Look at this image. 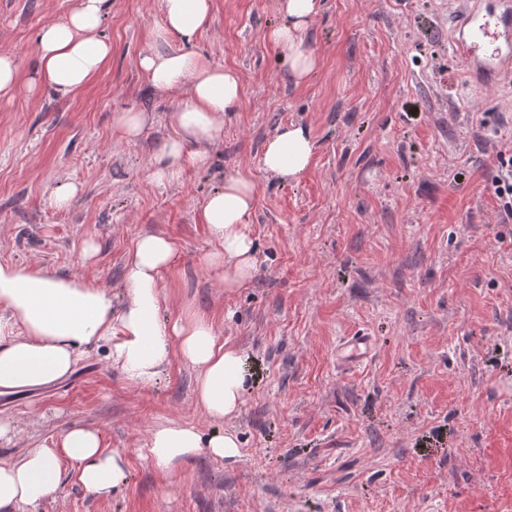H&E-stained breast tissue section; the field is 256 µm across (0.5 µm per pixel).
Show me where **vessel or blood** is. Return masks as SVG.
I'll return each instance as SVG.
<instances>
[{"label": "vessel or blood", "mask_w": 512, "mask_h": 512, "mask_svg": "<svg viewBox=\"0 0 512 512\" xmlns=\"http://www.w3.org/2000/svg\"><path fill=\"white\" fill-rule=\"evenodd\" d=\"M451 34L455 54L464 61L469 78L491 86L512 78V0H467ZM374 347L371 337L358 335L338 352L343 363L366 359Z\"/></svg>", "instance_id": "1"}]
</instances>
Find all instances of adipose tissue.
Returning <instances> with one entry per match:
<instances>
[{"label":"adipose tissue","mask_w":512,"mask_h":512,"mask_svg":"<svg viewBox=\"0 0 512 512\" xmlns=\"http://www.w3.org/2000/svg\"><path fill=\"white\" fill-rule=\"evenodd\" d=\"M107 0H77L62 20L44 25L38 33L40 78L61 93L84 87L105 67L112 47L99 38ZM319 0H280L283 22L267 39L286 51L296 83L309 80L316 57L303 46V34L316 15ZM163 23L159 39H191L211 22L212 0H160ZM138 67L150 86L160 92L183 90L170 114L176 136L156 154L152 178L156 183L177 178L184 169L200 167L208 147L219 139L226 115L242 101L238 74L202 56L181 50H151ZM314 144L302 126L281 127L264 145L261 164L272 176L294 179L309 167ZM256 202V185L246 174L226 176L223 189L210 194L199 211L218 245L205 263L219 270L225 287L242 288L255 269V243L246 232ZM177 248L158 235L137 239L124 269L127 303L113 314L112 301L94 283L49 276L41 270L0 264V395L14 394L71 374L83 345L104 341L110 358L130 383L154 385L171 355H178L198 372L197 403L210 418L235 415L246 389L248 370L243 354L227 345L215 323L203 315L172 322L160 317L161 274L171 267ZM206 451L217 460L240 455L236 436L229 432L202 434L186 424L156 428L147 454L158 465ZM76 464L75 477L87 490L109 494L124 479L118 453L107 452L97 431L76 428L66 432L60 449L39 448L18 461L0 465V512L36 506L58 489L59 455Z\"/></svg>","instance_id":"obj_1"}]
</instances>
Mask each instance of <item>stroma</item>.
Listing matches in <instances>:
<instances>
[{
	"label": "stroma",
	"instance_id": "35a3bbf8",
	"mask_svg": "<svg viewBox=\"0 0 512 512\" xmlns=\"http://www.w3.org/2000/svg\"><path fill=\"white\" fill-rule=\"evenodd\" d=\"M320 3L304 34L318 67L300 85L265 38L278 0H213L208 28L168 40L236 71L242 103L207 165L158 184L151 162L180 99L138 68L157 47L159 0H108L99 36L112 56L68 96L36 80L37 33L75 0H0V53L19 70L18 91L0 98V263L94 282L118 313L135 242L164 235L177 253L161 318L208 315L251 370L225 420L197 408L198 373L181 358L141 389L97 341L68 377L1 395L14 430L0 462L59 448L81 426L125 469L100 496L59 457V489L18 512H512V219L493 187L497 154L512 148V81L467 80L450 43L459 0ZM130 108L152 116L134 141L112 122ZM290 123L314 152L288 180L261 155ZM236 172L257 187L246 225L257 262L246 287L228 289L204 263L215 244L198 215ZM66 183L80 191L59 209ZM359 334L372 354L343 364L340 344ZM171 422L233 432L241 454L162 467L147 442Z\"/></svg>",
	"mask_w": 512,
	"mask_h": 512
}]
</instances>
